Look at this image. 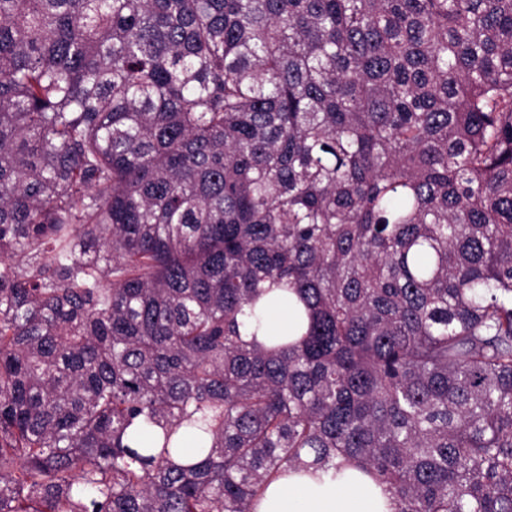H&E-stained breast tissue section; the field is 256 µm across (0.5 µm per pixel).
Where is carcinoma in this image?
<instances>
[{
    "mask_svg": "<svg viewBox=\"0 0 512 512\" xmlns=\"http://www.w3.org/2000/svg\"><path fill=\"white\" fill-rule=\"evenodd\" d=\"M346 465L512 512V0H0V512ZM280 291L271 292L249 318V330L259 325L257 336L267 344H276L284 338L299 336L300 320L303 312L302 304L293 295L288 301L280 295Z\"/></svg>",
    "mask_w": 512,
    "mask_h": 512,
    "instance_id": "cac0c4a2",
    "label": "carcinoma"
}]
</instances>
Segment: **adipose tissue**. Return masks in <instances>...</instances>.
Here are the masks:
<instances>
[{"instance_id": "ef3b65f1", "label": "adipose tissue", "mask_w": 512, "mask_h": 512, "mask_svg": "<svg viewBox=\"0 0 512 512\" xmlns=\"http://www.w3.org/2000/svg\"><path fill=\"white\" fill-rule=\"evenodd\" d=\"M302 304L296 297L271 292L250 317L257 336L269 344L300 333ZM255 512H395L373 478L355 467L337 473L288 469L269 482L255 503Z\"/></svg>"}]
</instances>
